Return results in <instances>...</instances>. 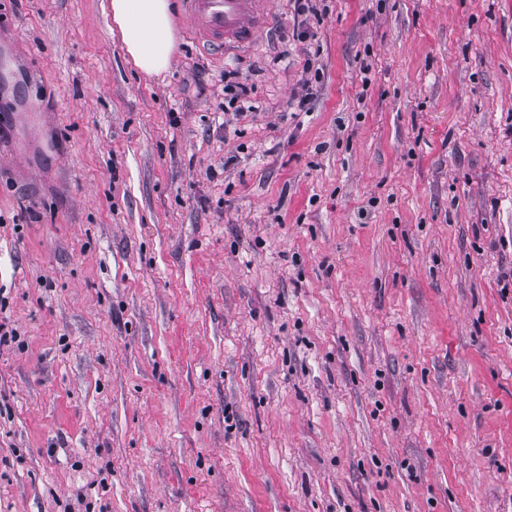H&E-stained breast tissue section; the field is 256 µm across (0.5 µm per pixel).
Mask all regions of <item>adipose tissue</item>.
<instances>
[{
	"label": "adipose tissue",
	"instance_id": "adipose-tissue-1",
	"mask_svg": "<svg viewBox=\"0 0 512 512\" xmlns=\"http://www.w3.org/2000/svg\"><path fill=\"white\" fill-rule=\"evenodd\" d=\"M108 15L135 69L149 78L165 76L175 50L171 0H109Z\"/></svg>",
	"mask_w": 512,
	"mask_h": 512
}]
</instances>
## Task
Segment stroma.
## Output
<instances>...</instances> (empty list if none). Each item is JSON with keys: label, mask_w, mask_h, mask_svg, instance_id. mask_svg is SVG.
Wrapping results in <instances>:
<instances>
[{"label": "stroma", "mask_w": 512, "mask_h": 512, "mask_svg": "<svg viewBox=\"0 0 512 512\" xmlns=\"http://www.w3.org/2000/svg\"><path fill=\"white\" fill-rule=\"evenodd\" d=\"M107 2L0 20V512H512V0ZM107 13L135 69L149 78L164 77L175 50L171 0H110ZM194 38L227 54L253 46L271 26V0H181ZM236 73L234 71H228L224 73V94L229 96L228 106L235 107L236 113L242 112L244 108L250 109L251 105L248 104L247 96L248 89L245 84L236 81Z\"/></svg>", "instance_id": "stroma-1"}]
</instances>
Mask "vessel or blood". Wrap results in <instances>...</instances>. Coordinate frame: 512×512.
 I'll return each instance as SVG.
<instances>
[{"instance_id":"b4317fda","label":"vessel or blood","mask_w":512,"mask_h":512,"mask_svg":"<svg viewBox=\"0 0 512 512\" xmlns=\"http://www.w3.org/2000/svg\"><path fill=\"white\" fill-rule=\"evenodd\" d=\"M194 38L230 51L254 45L271 26V0H181Z\"/></svg>"}]
</instances>
